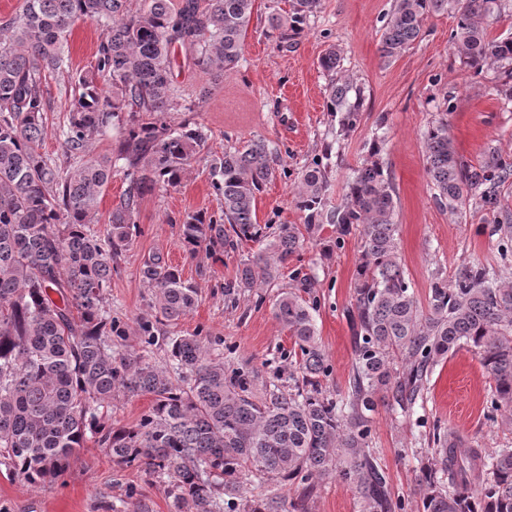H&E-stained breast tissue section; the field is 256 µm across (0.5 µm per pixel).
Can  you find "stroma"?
Instances as JSON below:
<instances>
[{"instance_id":"1","label":"stroma","mask_w":512,"mask_h":512,"mask_svg":"<svg viewBox=\"0 0 512 512\" xmlns=\"http://www.w3.org/2000/svg\"><path fill=\"white\" fill-rule=\"evenodd\" d=\"M271 0H256L245 38L243 56L234 67L204 73L178 59L174 83L186 102H194L202 88L211 94L193 112L172 113L174 122L190 120L211 132L206 153L192 161L180 186L144 197L137 216L139 235L117 257L109 302L123 337L112 347L148 356L157 365L168 363L169 337L203 329L217 340V353L227 365L260 368L288 374L293 342L278 323L277 294L291 285L292 270L311 274L319 306L316 326L330 371L322 387L330 393L346 390L354 362L353 337L347 309L353 295L359 243L355 236L337 237L325 225L321 237L333 242L329 255L307 246L291 258L280 278L261 289L236 287L241 258L255 251L252 242L215 260L205 252L189 254L182 244L178 222L196 211L219 213L221 200L209 175L208 157L249 139L276 147L283 171L267 184L257 199L259 224H298L294 204L297 174L324 149H331L327 202L344 198V186L375 136L385 137L380 159L396 187V222L402 265L420 304H427L432 273L451 276L465 261L497 263L498 237L490 215H453L436 204L426 174L422 133L440 115L448 117V131L457 153L478 162L488 145L512 155V100L499 91L500 75L490 66L481 74L468 70L449 42L455 25L447 14L433 15L423 24V36L414 49L391 61L380 55L384 16L393 0H320V6L295 41L282 43L268 33ZM101 30L91 21H77L68 35L69 69L50 80L51 107L45 114L47 136L42 151L64 163L55 136L66 120L68 91L73 77L95 62ZM341 53V68L366 90L367 109L359 127L337 139V122L327 112L329 79L319 66L329 47ZM163 254L178 266L185 280L198 290L193 311L174 325L154 326L153 345L141 341L139 323L152 318V292L141 270L150 256ZM490 382L477 355L461 348L442 361L430 377L429 390L412 419H405L378 403L372 414V450L388 475L393 499L403 512H417L413 494L425 432L434 425L472 440L491 454L512 446V434L502 432L486 418ZM136 488L150 512H171L167 478L142 470L120 468L94 441L72 459L57 483L37 488L19 478L0 475V512H134ZM282 512H359L354 488L336 477L316 481L308 499L299 484L280 486Z\"/></svg>"}]
</instances>
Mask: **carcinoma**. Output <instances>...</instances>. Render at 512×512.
<instances>
[{
	"mask_svg": "<svg viewBox=\"0 0 512 512\" xmlns=\"http://www.w3.org/2000/svg\"><path fill=\"white\" fill-rule=\"evenodd\" d=\"M319 0H292L289 12L269 15L286 42L304 31ZM24 0L0 21V467L41 487L66 473L93 438L119 466L167 475L174 512H227L224 496L248 476L260 485L332 473L353 486L360 512H395L374 456L371 412L383 395L407 414L424 399L434 368L448 355L474 349L491 380L489 420L512 431V208L502 191L512 183V157L495 147L472 164L455 150L440 118L422 134L426 174L438 206L452 214H496L498 265L461 263L451 277L436 270L422 307L401 264L395 187L380 161L381 142L345 184L344 204L328 209V165L320 160L298 177L295 204L303 226L277 231L257 222V196L277 176L278 155L249 140L211 156V186L221 214L196 212L180 221L186 250L221 259L247 241L259 244L241 261L238 286L257 288L281 276L325 224L355 235L360 254L349 318L355 349L347 391H324L328 364L309 297L314 281L295 270L296 285L279 293L275 315L293 340L292 384L261 370L228 368L198 330L169 338L170 366L134 352L112 350L121 331L106 309L112 262L140 233L141 200L181 184L186 167L207 149L205 126L166 114L179 105L172 80V47L200 70L222 71L242 56L254 0ZM499 0H394L384 17L382 57L412 49L431 15L456 25L450 42L480 74L503 70L512 96V39H493L486 20ZM89 20L103 30L95 63L71 87L70 113L57 138L72 170L41 152L47 135L46 85L68 69L71 25ZM341 57L329 48L320 67L331 75L327 110L338 118L336 138L360 124L365 90L336 78ZM123 131L111 156L88 155L114 122ZM123 162L128 183L108 215L105 237L90 227L98 199ZM142 278L154 295V317L176 324L193 310L198 290L161 254L145 262ZM148 395V413L132 427L115 426L100 408L112 398ZM421 462L415 492L419 512H512V448L477 464L480 449L436 426ZM265 490L243 512H280Z\"/></svg>",
	"mask_w": 512,
	"mask_h": 512,
	"instance_id": "carcinoma-1",
	"label": "carcinoma"
}]
</instances>
